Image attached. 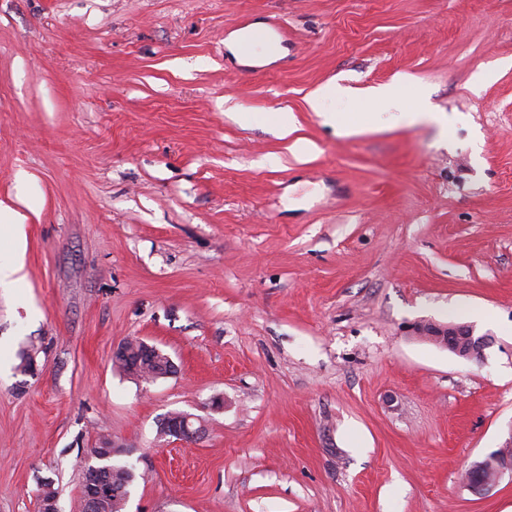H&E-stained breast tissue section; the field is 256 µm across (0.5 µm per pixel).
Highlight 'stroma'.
I'll list each match as a JSON object with an SVG mask.
<instances>
[{"label":"stroma","instance_id":"obj_1","mask_svg":"<svg viewBox=\"0 0 512 512\" xmlns=\"http://www.w3.org/2000/svg\"><path fill=\"white\" fill-rule=\"evenodd\" d=\"M257 21L288 41L239 64ZM330 82L366 131L311 112ZM416 105L442 121L400 122ZM0 209L26 218L0 512L44 479L82 512L103 435L141 475L124 512H512V479L462 482L512 433V0H0ZM424 320L491 343L458 358ZM128 337L175 373L117 371ZM171 412L206 437L166 443ZM250 39L249 34L242 31L230 34L225 40L224 45L243 65H256L272 61L279 53V47L263 41L247 48L246 44ZM413 331L417 336H437L438 342L443 349H448L454 347V343H448V339L453 338V336H473L474 330L471 325L461 324V325H442L435 322H418L414 324ZM454 329V330H453ZM467 329V333L461 334L460 331H465Z\"/></svg>","mask_w":512,"mask_h":512}]
</instances>
